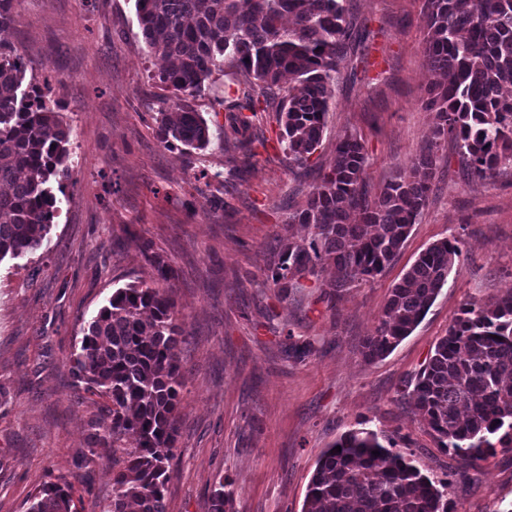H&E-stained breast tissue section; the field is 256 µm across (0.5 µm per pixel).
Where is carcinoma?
<instances>
[{
  "label": "carcinoma",
  "instance_id": "cac0c4a2",
  "mask_svg": "<svg viewBox=\"0 0 512 512\" xmlns=\"http://www.w3.org/2000/svg\"><path fill=\"white\" fill-rule=\"evenodd\" d=\"M135 2L147 53L166 61L158 78L176 98L155 117L162 143L189 152L208 147L207 121L185 97L227 68L232 81L217 99L229 126L224 151L233 160L253 158L258 113L272 110L288 164L308 166L322 145L340 63L370 35L347 19L346 0ZM14 9L15 0H0V31L13 24ZM422 14L424 61L440 75L422 101L435 113L425 149L410 172L371 198L364 145L352 133L340 137L305 204L288 215V223L309 229L308 238L280 236L266 259L273 287L299 288L301 278L332 265L336 279L323 284L331 300L381 275L429 201L441 143H455L470 179L487 180L512 165V97L504 95L512 87V0H473L468 8L460 0H422ZM27 68L16 47L0 42V261L42 246L58 210L52 181L70 174V128L39 84L22 89ZM140 251L156 279L115 289L83 327L74 353L77 378L108 399L110 424L94 427L87 452L119 456L112 460V499L99 512H166L178 459L186 334L170 295L171 265L149 242ZM459 256L457 241L448 239L419 254L363 339L365 361L385 358L413 332ZM401 396L414 400L437 447L465 462L457 484L470 482V470L489 453L512 451V289L489 303H465ZM127 437L135 446H118ZM450 487L415 462L408 436L351 429L320 453L303 512H452ZM72 490L45 484L27 512H72ZM227 503L219 477L209 512H225Z\"/></svg>",
  "mask_w": 512,
  "mask_h": 512
}]
</instances>
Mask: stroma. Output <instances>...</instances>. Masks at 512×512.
Here are the masks:
<instances>
[{
    "mask_svg": "<svg viewBox=\"0 0 512 512\" xmlns=\"http://www.w3.org/2000/svg\"><path fill=\"white\" fill-rule=\"evenodd\" d=\"M373 33L367 60L342 62L333 109L307 175L293 173L277 140L276 115L255 133L266 142L249 164L224 169L226 114L216 108L225 76L214 73L191 106L208 122L200 153L164 146L155 118L172 98L146 54L135 0H17L9 41L25 56L70 129L71 177L41 249L0 262V512H26L40 485L66 480L75 512H98L112 497V463L87 455L104 398L72 372L82 328L113 290L151 280L141 255L149 240L175 277L171 295L191 343L180 394L181 455L167 512H208L223 478L228 512H302L322 450L366 426L401 431L426 472L445 478L459 457L437 448L413 402L400 396L464 303L512 289V166L485 184L468 183L442 145L429 201L383 273L327 302L321 284L334 267L279 292L264 274L279 235L300 240L288 215L305 202L337 139L352 131L368 154L366 186L378 194L408 172L434 123L421 101L436 74L424 63L422 0H346ZM220 188L197 192L201 171ZM459 242L457 273L410 336L369 363L372 333L389 292L431 243ZM312 342L302 359L289 341ZM456 485V512H505L512 505V452L478 461Z\"/></svg>",
    "mask_w": 512,
    "mask_h": 512,
    "instance_id": "35a3bbf8",
    "label": "stroma"
}]
</instances>
